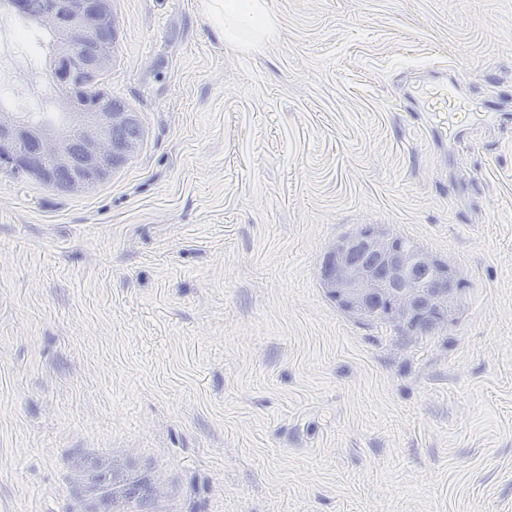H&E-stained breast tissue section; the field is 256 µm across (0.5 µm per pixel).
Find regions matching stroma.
<instances>
[{"label": "stroma", "mask_w": 512, "mask_h": 512, "mask_svg": "<svg viewBox=\"0 0 512 512\" xmlns=\"http://www.w3.org/2000/svg\"><path fill=\"white\" fill-rule=\"evenodd\" d=\"M100 83L143 140L60 192L0 171V512H512V128L456 148L401 87L459 66L512 97V0H267L273 39L206 0H111ZM0 14V94L40 103V28ZM413 239L459 282L447 322L347 313L343 238Z\"/></svg>", "instance_id": "stroma-1"}]
</instances>
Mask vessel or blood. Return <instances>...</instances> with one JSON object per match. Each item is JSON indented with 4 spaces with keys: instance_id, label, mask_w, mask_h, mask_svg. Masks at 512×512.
Here are the masks:
<instances>
[{
    "instance_id": "b4317fda",
    "label": "vessel or blood",
    "mask_w": 512,
    "mask_h": 512,
    "mask_svg": "<svg viewBox=\"0 0 512 512\" xmlns=\"http://www.w3.org/2000/svg\"><path fill=\"white\" fill-rule=\"evenodd\" d=\"M419 127L438 144L460 143L473 126L512 125V104L488 99L476 106L465 96L456 68L439 64L424 67L403 91Z\"/></svg>"
}]
</instances>
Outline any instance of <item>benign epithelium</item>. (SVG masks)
I'll use <instances>...</instances> for the list:
<instances>
[{"label": "benign epithelium", "mask_w": 512, "mask_h": 512, "mask_svg": "<svg viewBox=\"0 0 512 512\" xmlns=\"http://www.w3.org/2000/svg\"><path fill=\"white\" fill-rule=\"evenodd\" d=\"M110 18V0H72L66 26V38L59 43L56 52L65 59L66 68L61 80L71 87L80 85V77L86 71L87 60L92 57L101 70L107 69L111 58L102 45V24ZM63 112L71 113L73 125L87 145L84 163L74 174L72 187L83 188L94 185L105 177L111 162L123 161L136 152V145L128 144L120 153L110 151L104 136L112 125L127 119L125 112L109 111L107 101L80 103L64 99L58 103ZM69 137L54 129L42 138L41 153L33 157L24 145L23 133L18 128L13 114L0 113V150L9 158L15 169L37 176H45L52 169L67 167L71 159L67 151ZM394 237L375 230L364 235L360 232L336 246L335 282L336 291L353 312L363 310L369 296L378 288L372 274L361 267L348 264V252L367 246L389 267L391 285L389 308L395 317L412 321L420 329H428L444 320L454 302V288H425L412 270L416 266L433 267L435 262L423 252H407L392 246ZM133 486H112V497L105 512H124L126 495Z\"/></svg>", "instance_id": "1"}]
</instances>
